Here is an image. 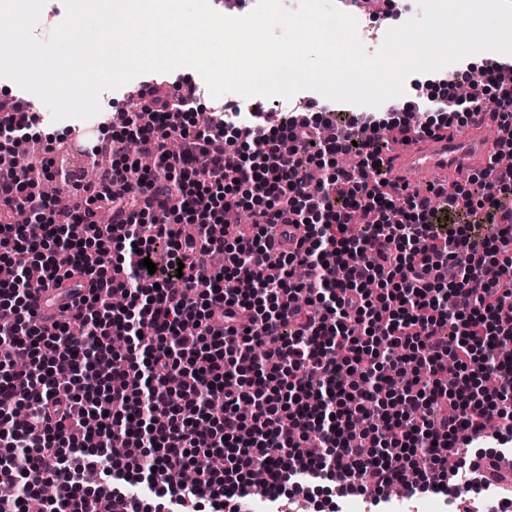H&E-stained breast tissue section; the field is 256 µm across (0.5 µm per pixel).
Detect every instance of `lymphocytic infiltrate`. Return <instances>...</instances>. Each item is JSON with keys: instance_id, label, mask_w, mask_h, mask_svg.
<instances>
[{"instance_id": "lymphocytic-infiltrate-1", "label": "lymphocytic infiltrate", "mask_w": 512, "mask_h": 512, "mask_svg": "<svg viewBox=\"0 0 512 512\" xmlns=\"http://www.w3.org/2000/svg\"><path fill=\"white\" fill-rule=\"evenodd\" d=\"M501 71L449 75L418 132L487 112L512 136ZM199 99L157 96L154 124L127 119L85 207L59 211L40 192L54 159L0 164V255L17 270L0 288V476L16 488L0 512H23L46 483L44 512H246L258 468L275 512L340 468L380 502L403 483L455 497L472 458L512 446V167L495 155L467 183L404 195L382 166L407 121L340 111L276 124L257 109L250 123L228 112L193 127ZM130 141L151 172L135 174ZM96 208L123 226L109 271L96 256L111 237L72 231ZM20 210L35 222L13 223ZM279 224L303 227L294 251L273 252ZM216 252L226 264L212 271L201 259ZM75 275L88 295L43 324L33 291ZM216 403L223 414L199 428ZM463 437L489 446L459 455ZM197 453L223 465L178 494L168 472Z\"/></svg>"}]
</instances>
